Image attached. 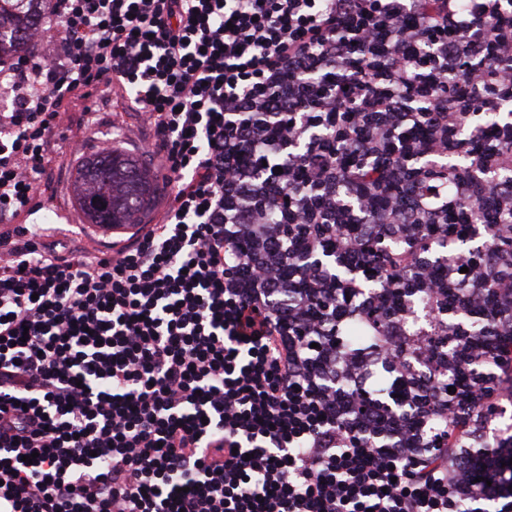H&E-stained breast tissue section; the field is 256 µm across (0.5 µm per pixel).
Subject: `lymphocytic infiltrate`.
Segmentation results:
<instances>
[{
    "instance_id": "lymphocytic-infiltrate-1",
    "label": "lymphocytic infiltrate",
    "mask_w": 512,
    "mask_h": 512,
    "mask_svg": "<svg viewBox=\"0 0 512 512\" xmlns=\"http://www.w3.org/2000/svg\"><path fill=\"white\" fill-rule=\"evenodd\" d=\"M0 86V512H512V0H50ZM93 91L167 195L107 251L27 221Z\"/></svg>"
}]
</instances>
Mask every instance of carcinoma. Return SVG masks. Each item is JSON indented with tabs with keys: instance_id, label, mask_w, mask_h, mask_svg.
I'll return each mask as SVG.
<instances>
[{
	"instance_id": "carcinoma-1",
	"label": "carcinoma",
	"mask_w": 512,
	"mask_h": 512,
	"mask_svg": "<svg viewBox=\"0 0 512 512\" xmlns=\"http://www.w3.org/2000/svg\"><path fill=\"white\" fill-rule=\"evenodd\" d=\"M48 0H0V62L28 52L31 31L42 26ZM78 199L93 224H137L155 191L136 160L113 151L80 166Z\"/></svg>"
}]
</instances>
